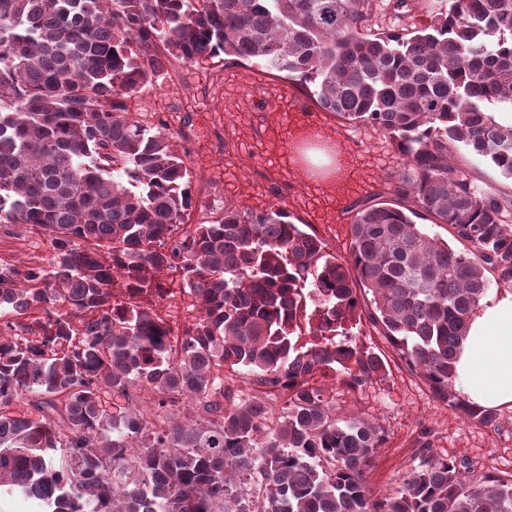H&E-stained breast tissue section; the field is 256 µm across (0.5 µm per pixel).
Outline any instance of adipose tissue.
I'll list each match as a JSON object with an SVG mask.
<instances>
[{
  "label": "adipose tissue",
  "instance_id": "1",
  "mask_svg": "<svg viewBox=\"0 0 512 512\" xmlns=\"http://www.w3.org/2000/svg\"><path fill=\"white\" fill-rule=\"evenodd\" d=\"M455 388L468 403L512 408V291L473 311L455 360Z\"/></svg>",
  "mask_w": 512,
  "mask_h": 512
}]
</instances>
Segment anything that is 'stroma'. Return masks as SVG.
<instances>
[{
  "mask_svg": "<svg viewBox=\"0 0 512 512\" xmlns=\"http://www.w3.org/2000/svg\"><path fill=\"white\" fill-rule=\"evenodd\" d=\"M439 5L440 0H418L415 10L401 16L392 0H376L374 26L385 31L417 29L430 22ZM301 103L312 113L315 133L335 128L341 145L351 152L352 201L360 206L380 202L382 194L392 189L391 176L403 167L401 155L373 126L350 124L324 111L300 81L268 70L261 60L177 65L131 100L128 109L139 120L166 123L188 151L192 195L200 202L190 212L191 223L218 219L228 200L252 211L279 205L288 210L293 223L305 225L307 232L325 241L328 250L344 256L349 248V214L340 211L335 219H328L322 188L289 165L287 151H268L270 130L287 125L290 108ZM454 160L475 184L512 196V182L491 164L464 149L456 152ZM52 254L44 236L15 224H0V264L44 266ZM166 285L174 294L158 302L157 310L179 330L196 316L194 300L180 292L179 274L167 275ZM359 341L385 356L386 374L355 391L336 379L330 381L329 393L339 416L375 420L385 432L386 443L367 473L373 491L396 487L399 478L418 464V450L425 443L433 456L469 460L476 473L512 474V408H499V420L492 426L465 422L435 400L382 336L370 331Z\"/></svg>",
  "mask_w": 512,
  "mask_h": 512,
  "instance_id": "stroma-1",
  "label": "stroma"
}]
</instances>
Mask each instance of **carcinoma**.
I'll list each match as a JSON object with an SVG mask.
<instances>
[{"mask_svg": "<svg viewBox=\"0 0 512 512\" xmlns=\"http://www.w3.org/2000/svg\"><path fill=\"white\" fill-rule=\"evenodd\" d=\"M373 15L374 0H0V224L53 248L47 267L0 265V494L35 512H512V474L455 457L372 492L384 431L326 394L385 373L356 341L368 323L438 402L497 422L459 398L454 362L491 282L512 287V200L450 147L512 181V126L491 111L512 108V0H441L416 31L375 32ZM220 55L303 79L401 153L348 257L279 206L226 203L176 234L189 153L128 100ZM174 269L199 310L180 336L154 309ZM24 391L35 417L13 409ZM186 399L201 413L180 414ZM454 161L463 167L474 179L475 184L491 189L502 196H512V182L505 180L499 170L460 148L454 156Z\"/></svg>", "mask_w": 512, "mask_h": 512, "instance_id": "1", "label": "carcinoma"}]
</instances>
